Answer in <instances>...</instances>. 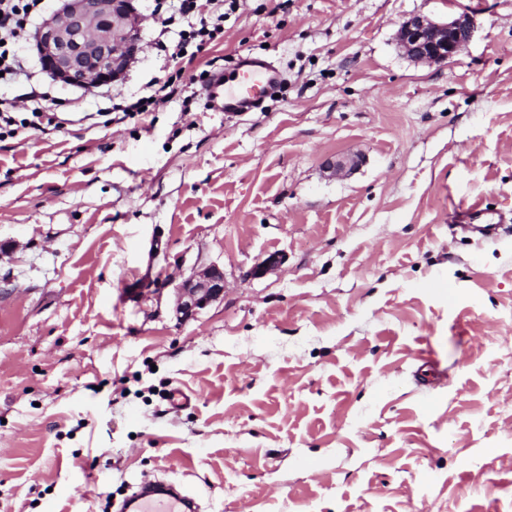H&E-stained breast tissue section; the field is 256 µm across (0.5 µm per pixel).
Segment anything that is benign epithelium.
Masks as SVG:
<instances>
[{"instance_id": "7a95c632", "label": "benign epithelium", "mask_w": 512, "mask_h": 512, "mask_svg": "<svg viewBox=\"0 0 512 512\" xmlns=\"http://www.w3.org/2000/svg\"><path fill=\"white\" fill-rule=\"evenodd\" d=\"M142 17L133 0H62L61 8L42 21L35 47L42 67L66 85L110 84L126 72L141 51ZM466 13L438 22L421 15L403 21L396 39L415 63L442 64L452 60L474 34ZM363 163L360 155H342L324 164L331 175H349ZM279 253L269 254L249 272L257 278L279 266ZM176 314L193 318L224 298V271L213 265L182 281L176 288Z\"/></svg>"}]
</instances>
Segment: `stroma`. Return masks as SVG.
<instances>
[{"label": "stroma", "instance_id": "obj_1", "mask_svg": "<svg viewBox=\"0 0 512 512\" xmlns=\"http://www.w3.org/2000/svg\"><path fill=\"white\" fill-rule=\"evenodd\" d=\"M135 4L124 96L176 70ZM462 12L451 62L398 47ZM246 53L286 81L266 111L118 121L57 83L70 123L0 138V512L154 479L200 512H512V232L453 221L512 225V0H243L193 68ZM212 265L223 300L178 320ZM474 29V21L467 13L444 22L413 15L401 23L396 39L413 62L442 64L452 60L471 41ZM473 228L479 231L483 236H490L497 233L499 221L495 217L488 216L485 209L478 202L470 203L464 210Z\"/></svg>", "mask_w": 512, "mask_h": 512}]
</instances>
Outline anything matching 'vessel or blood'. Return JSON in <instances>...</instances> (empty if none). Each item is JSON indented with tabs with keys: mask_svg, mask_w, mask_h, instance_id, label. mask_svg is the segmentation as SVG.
<instances>
[{
	"mask_svg": "<svg viewBox=\"0 0 512 512\" xmlns=\"http://www.w3.org/2000/svg\"><path fill=\"white\" fill-rule=\"evenodd\" d=\"M235 88L225 91L223 72H215L203 91L206 107L212 112L241 113L262 109L283 82L281 71L268 57L245 54L234 68ZM465 214L482 235L496 234L499 223L487 215L481 204L470 203ZM124 512H192V500L162 485L150 484L127 498Z\"/></svg>",
	"mask_w": 512,
	"mask_h": 512,
	"instance_id": "vessel-or-blood-1",
	"label": "vessel or blood"
}]
</instances>
